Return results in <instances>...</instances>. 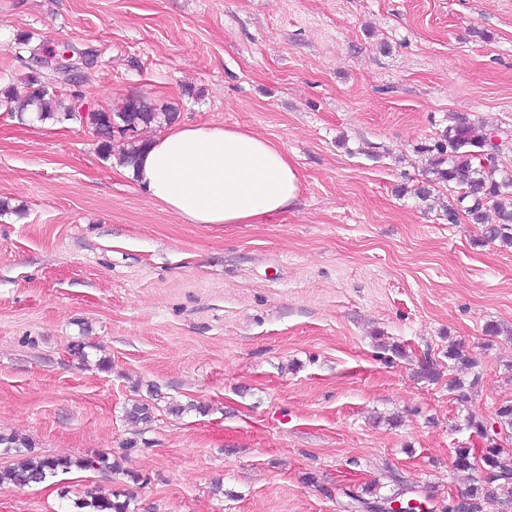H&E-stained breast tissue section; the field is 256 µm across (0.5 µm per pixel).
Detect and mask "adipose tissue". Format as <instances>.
I'll use <instances>...</instances> for the list:
<instances>
[{"mask_svg": "<svg viewBox=\"0 0 512 512\" xmlns=\"http://www.w3.org/2000/svg\"><path fill=\"white\" fill-rule=\"evenodd\" d=\"M140 187L187 224H261L288 211L300 188L286 151L221 125H174L135 166Z\"/></svg>", "mask_w": 512, "mask_h": 512, "instance_id": "obj_1", "label": "adipose tissue"}]
</instances>
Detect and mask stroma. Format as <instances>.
I'll use <instances>...</instances> for the list:
<instances>
[{
	"label": "stroma",
	"mask_w": 512,
	"mask_h": 512,
	"mask_svg": "<svg viewBox=\"0 0 512 512\" xmlns=\"http://www.w3.org/2000/svg\"><path fill=\"white\" fill-rule=\"evenodd\" d=\"M20 32L93 51L79 84L52 78L63 103L246 128L301 184L266 223L186 224L81 123L0 109V434L121 464L0 486V512L90 485L138 512H341L395 475L446 512L467 414L512 402V247L444 219L455 185L413 190L450 116L512 139V0H0V88L22 95ZM452 342L483 367L466 408L416 376Z\"/></svg>",
	"instance_id": "35a3bbf8"
}]
</instances>
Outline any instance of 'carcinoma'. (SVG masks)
I'll return each instance as SVG.
<instances>
[{"mask_svg": "<svg viewBox=\"0 0 512 512\" xmlns=\"http://www.w3.org/2000/svg\"><path fill=\"white\" fill-rule=\"evenodd\" d=\"M28 92L19 96L13 90L0 92V106L11 113L23 115L33 112L41 121L56 123L72 121L76 108L64 106L45 82V69L32 63L27 75ZM171 107H157L144 98H129L118 109H101L92 116L95 134L99 138V152L106 158L118 152V159L126 165H135L145 141L136 137V131L151 125L168 124L175 119ZM451 124L429 146L423 148L430 156L427 173L432 178L414 189L422 202L431 197L436 183H454L458 187L456 201L444 212L445 220L456 224L466 218L473 224H484L485 239L512 247V174L502 168V156L508 145L500 142L499 157L483 161L484 151L490 144L492 133H478L474 122L464 116L450 117ZM448 369H461L470 380L460 377L448 380V391L457 404L466 406L483 384L480 362L466 354L456 343L448 345ZM153 406L135 400L124 411L125 419L135 424L152 421ZM467 427L484 440L480 456L468 446L454 449L453 467L471 474L467 490L458 495L459 503L448 504L447 512H512V448L503 441L512 438V403L499 406L489 420L468 416ZM0 447L5 452L15 451L16 461L0 469V486L18 489L45 482L58 473L72 468L80 470H117L119 462L106 454L72 460L41 455L26 438L0 434ZM415 497L410 485L393 478L389 493L375 498V502L391 506L396 499ZM132 497H120L97 487L83 491L73 501L72 512H132Z\"/></svg>", "mask_w": 512, "mask_h": 512, "instance_id": "obj_1", "label": "carcinoma"}]
</instances>
